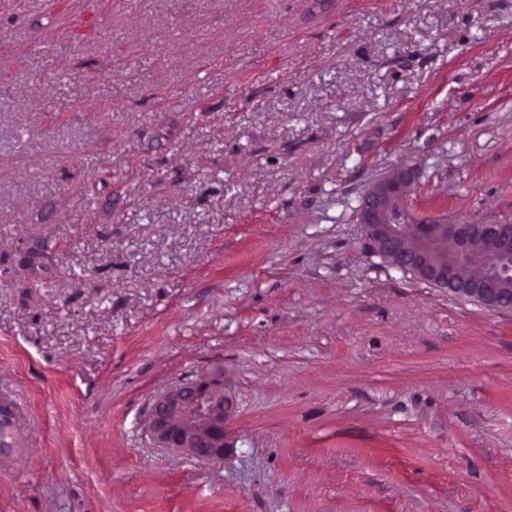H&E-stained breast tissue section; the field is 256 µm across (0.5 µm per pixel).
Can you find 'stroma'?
I'll use <instances>...</instances> for the list:
<instances>
[{
  "mask_svg": "<svg viewBox=\"0 0 512 512\" xmlns=\"http://www.w3.org/2000/svg\"><path fill=\"white\" fill-rule=\"evenodd\" d=\"M47 22L0 0V512H512V312L355 216L413 163L422 215L512 221V0ZM216 362L223 460L154 447L153 397Z\"/></svg>",
  "mask_w": 512,
  "mask_h": 512,
  "instance_id": "stroma-1",
  "label": "stroma"
}]
</instances>
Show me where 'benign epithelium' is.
<instances>
[{"label":"benign epithelium","instance_id":"7a95c632","mask_svg":"<svg viewBox=\"0 0 512 512\" xmlns=\"http://www.w3.org/2000/svg\"><path fill=\"white\" fill-rule=\"evenodd\" d=\"M417 179L418 169L403 164L375 179L362 194L356 219L372 250L388 267L421 283L491 312H511L512 223L423 217L408 197ZM477 260L482 271L467 273ZM234 413L224 366L212 364L154 397L147 431L157 447L207 463L224 456L226 428Z\"/></svg>","mask_w":512,"mask_h":512}]
</instances>
